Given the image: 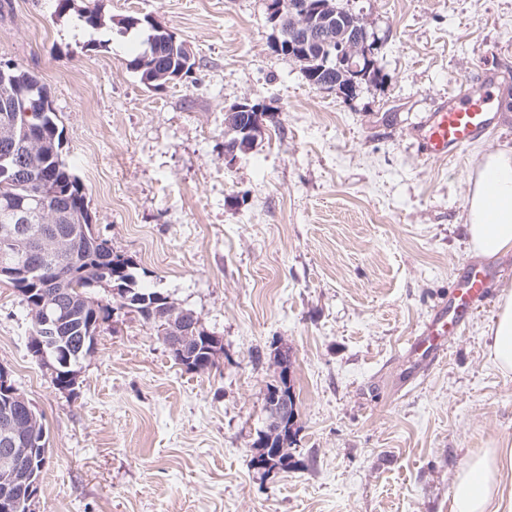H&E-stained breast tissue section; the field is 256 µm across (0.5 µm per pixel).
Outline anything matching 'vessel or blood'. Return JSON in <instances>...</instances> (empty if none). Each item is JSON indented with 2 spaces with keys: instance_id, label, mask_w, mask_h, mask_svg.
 <instances>
[{
  "instance_id": "vessel-or-blood-1",
  "label": "vessel or blood",
  "mask_w": 512,
  "mask_h": 512,
  "mask_svg": "<svg viewBox=\"0 0 512 512\" xmlns=\"http://www.w3.org/2000/svg\"><path fill=\"white\" fill-rule=\"evenodd\" d=\"M497 78L496 70H482L466 92L441 98L422 117L413 135L423 156L432 160L452 159L472 144L494 135L500 125L492 105ZM498 275V270L489 265L472 263L451 285L447 299L432 307L418 335L407 343L411 364L407 383L416 381L418 367L439 362L446 351V337L456 335L465 326L478 302L487 299Z\"/></svg>"
}]
</instances>
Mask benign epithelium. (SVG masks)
I'll return each mask as SVG.
<instances>
[{
	"mask_svg": "<svg viewBox=\"0 0 512 512\" xmlns=\"http://www.w3.org/2000/svg\"><path fill=\"white\" fill-rule=\"evenodd\" d=\"M267 18L275 31L283 30L288 17L293 11L288 9L285 0H266ZM300 27L306 29V37L311 41L323 44L335 53L336 68L345 76L341 86L332 83L321 85V89L334 92L339 96L348 98L371 78L377 76L376 56L380 48V39L375 34L363 29L358 33V40L363 50L352 57L348 54L346 42L341 38H332L327 27L316 28L314 22L302 20ZM300 33L290 32L288 38L280 35L274 37L271 46L283 55L294 56L300 54V45L296 39ZM178 49L182 62L181 68L173 73L169 70H160L156 63L148 65V78L146 83L153 81L163 87L177 79L185 78V72L196 60L192 47L185 43H173ZM35 97V89L22 90L12 98L0 101V175L10 180L24 182L30 178L36 156L44 146L39 128L25 121L31 112L30 103ZM270 108L264 104L254 103L246 99L233 105L227 110L225 125L234 127V130L243 134L244 144L237 148H224V160L232 162L237 154L249 150L248 142L255 140L261 126L252 123L242 128L235 124V115L238 112H268ZM49 195L46 185L39 186L31 196L12 207L13 217L11 223L0 226V248L15 252H23L29 247H35L48 255H66L68 260L74 262L77 254L70 248L71 235L67 232L47 231L43 228L31 229V217L37 213L41 215L42 222L48 224H63L71 220V207L69 202L58 195H53L52 204H46L45 197ZM47 291L40 302L41 318L37 323L40 336L38 337V351L36 358L54 376L63 368L70 367L68 360L61 357V350L57 349L58 336L66 330L65 323L69 319L63 313L74 306L75 297L69 290L57 285V279L47 277L44 279ZM169 339L174 341L173 347L185 354L198 342L194 327H187L183 323L170 322L168 327ZM290 383H280V389L271 397L269 417L266 430L262 432L259 442L261 452L256 458V465L264 470L273 472L277 470L276 458L268 452L267 444L277 434L293 432L295 405L289 400L287 388ZM28 424L18 417L10 406L0 409V474L11 480L5 486L0 496V509L9 510V495L12 485L22 484V491L28 500H33L39 494V485L26 477L19 476L22 463L29 455L31 446L39 441L27 434Z\"/></svg>",
	"mask_w": 512,
	"mask_h": 512,
	"instance_id": "benign-epithelium-1",
	"label": "benign epithelium"
}]
</instances>
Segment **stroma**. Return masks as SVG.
I'll return each instance as SVG.
<instances>
[{"label":"stroma","mask_w":512,"mask_h":512,"mask_svg":"<svg viewBox=\"0 0 512 512\" xmlns=\"http://www.w3.org/2000/svg\"><path fill=\"white\" fill-rule=\"evenodd\" d=\"M87 3L0 0V60L45 85L97 233L224 344L214 367L186 370L116 306L63 392L0 283V366L50 448L34 512H451L470 457L512 447V374L489 355L512 254L409 386L404 346L476 259L464 224L477 162L512 155V0H339L381 41V79L351 99L269 49L266 0H98L95 30L78 20ZM131 14L192 46V78L140 83L129 62L143 34L117 25ZM484 64L500 72L497 132L423 158L413 125ZM245 98L273 113L228 165L224 113ZM283 373L296 444L267 472L255 442Z\"/></svg>","instance_id":"1"}]
</instances>
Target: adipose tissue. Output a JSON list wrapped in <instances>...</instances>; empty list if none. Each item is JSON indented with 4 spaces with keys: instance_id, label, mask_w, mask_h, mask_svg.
Listing matches in <instances>:
<instances>
[{
    "instance_id": "obj_1",
    "label": "adipose tissue",
    "mask_w": 512,
    "mask_h": 512,
    "mask_svg": "<svg viewBox=\"0 0 512 512\" xmlns=\"http://www.w3.org/2000/svg\"><path fill=\"white\" fill-rule=\"evenodd\" d=\"M489 172L494 181L486 180ZM466 210L475 255L494 258L512 251V156L483 157ZM490 355L501 372H512V292L500 299ZM451 512H512V448L474 455L454 480Z\"/></svg>"
}]
</instances>
